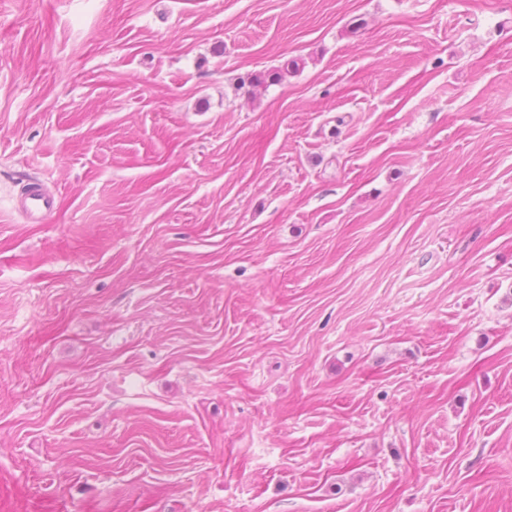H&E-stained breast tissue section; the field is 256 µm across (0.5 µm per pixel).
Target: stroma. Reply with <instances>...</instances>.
<instances>
[{"label": "stroma", "mask_w": 512, "mask_h": 512, "mask_svg": "<svg viewBox=\"0 0 512 512\" xmlns=\"http://www.w3.org/2000/svg\"><path fill=\"white\" fill-rule=\"evenodd\" d=\"M0 512H512V0H0ZM21 208L28 215H45L55 207V199L47 195L39 187H31L21 201Z\"/></svg>", "instance_id": "35a3bbf8"}]
</instances>
